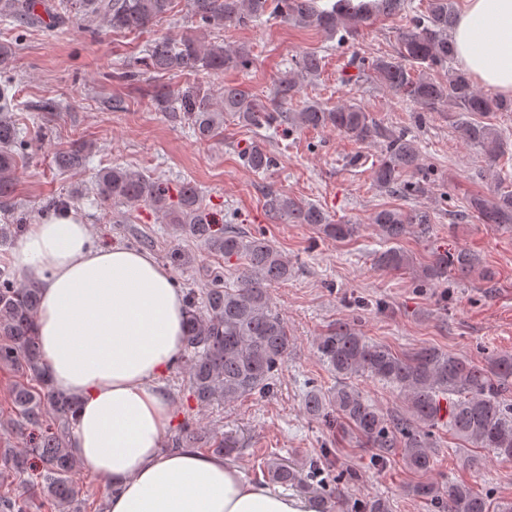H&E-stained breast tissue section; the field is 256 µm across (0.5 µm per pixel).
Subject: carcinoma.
I'll list each match as a JSON object with an SVG mask.
<instances>
[{
    "label": "carcinoma",
    "mask_w": 512,
    "mask_h": 512,
    "mask_svg": "<svg viewBox=\"0 0 512 512\" xmlns=\"http://www.w3.org/2000/svg\"><path fill=\"white\" fill-rule=\"evenodd\" d=\"M174 0H0V18L19 26L35 27L39 11L56 19L62 27L78 19L88 25L102 20L114 31H142L172 11ZM188 11L198 23L214 29L236 27L252 21L275 20L298 27H315L342 42L353 28L377 14L399 13L405 0H334L324 6L318 0H187ZM457 19L451 0H428L423 12L415 11L408 25L400 29L394 53L371 62L376 81L430 110L450 101L465 118L457 125L459 138L481 147L490 163L493 189L488 196H476L470 209L483 224L512 225V190L503 186L507 176L496 162L504 154L498 131L484 118L495 112H512V100L483 92L470 77L453 67L455 48L449 32ZM323 58L306 52L293 67L279 76L274 95L264 102L241 84H226L219 97L195 83L173 94L159 86L151 95L155 110L166 112L191 125L196 136L210 141L224 132V116L243 126L261 128L286 123L294 128H333L356 140L381 143V154L372 168L377 187L401 196L427 191L424 178L405 179L408 173H425L415 137L409 132L382 126L363 108L355 105L328 107L311 101L293 113L280 104L301 90V80L322 71ZM253 65L251 50L241 45L230 48L224 40L202 41L193 36L163 35L147 44L144 54L127 65L118 77L137 81L146 74L175 73L195 76L218 74L226 69L247 70ZM448 67V79L430 77L436 67ZM9 84H0V199H11L17 158L26 144L19 130L3 114L14 106ZM86 147H75L57 156L59 168L70 171L83 166ZM245 164L255 172H267L275 165L272 154L255 144L244 153ZM100 203L148 204L167 217L173 229L203 243L226 258L244 259L238 285H224V277L213 276L197 296L186 295V336L177 363L188 369L189 390L196 402L206 407L248 396L263 397L273 392L280 366L294 344L282 315L270 302L268 287L288 280V261L263 237L245 238L243 232L216 222L201 205L200 192L191 182L180 184L176 196L158 179L122 167L99 172L95 177ZM265 207L273 219L290 224H313L334 241H344L357 232L355 224H336L317 206L301 199L272 192ZM375 224L387 241L404 236L412 224L431 223L430 215L419 210L384 208L374 213ZM377 265L398 270L408 264L397 247L379 253ZM463 277L478 271L474 254L460 251L453 257L438 256L422 267L418 278L429 286L448 280V270ZM39 290L18 284L0 274V364L11 366L25 382L13 390V402L29 428L26 444L18 452L3 456V470L28 475L34 494L71 505L77 501L73 476L80 462L71 447L70 433L79 399L56 388L42 363L34 333ZM319 358L336 374L338 385L328 395L312 388L304 396L310 416L329 428L346 426L373 448L401 449L405 466L426 475L433 469V430L441 423L455 436L483 448L502 460H512V353L496 354L480 364L450 355L436 347H425L401 356L389 347L362 335L349 324L339 322L318 338ZM370 377L398 388L406 410L385 414L352 383ZM197 423L187 419L168 440L167 448H198ZM236 450L230 436L214 437L208 452L224 456ZM264 477L273 484L294 486L314 495L321 512L331 496L312 486L315 468L304 474L288 461L274 458L265 463ZM409 493L432 505L436 512H512V501H494L461 483L443 487L431 481L409 486Z\"/></svg>",
    "instance_id": "1"
}]
</instances>
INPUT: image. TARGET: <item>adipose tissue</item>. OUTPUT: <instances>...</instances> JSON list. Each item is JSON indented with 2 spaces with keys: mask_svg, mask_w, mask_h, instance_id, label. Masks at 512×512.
Returning <instances> with one entry per match:
<instances>
[{
  "mask_svg": "<svg viewBox=\"0 0 512 512\" xmlns=\"http://www.w3.org/2000/svg\"><path fill=\"white\" fill-rule=\"evenodd\" d=\"M451 39L459 68L512 97V0H465ZM11 260L39 290L42 362L80 400L71 444L87 475L111 483L107 512H318L224 457L162 449L173 408L160 378L184 343L185 309L151 255L94 244L69 211L30 225Z\"/></svg>",
  "mask_w": 512,
  "mask_h": 512,
  "instance_id": "adipose-tissue-1",
  "label": "adipose tissue"
}]
</instances>
